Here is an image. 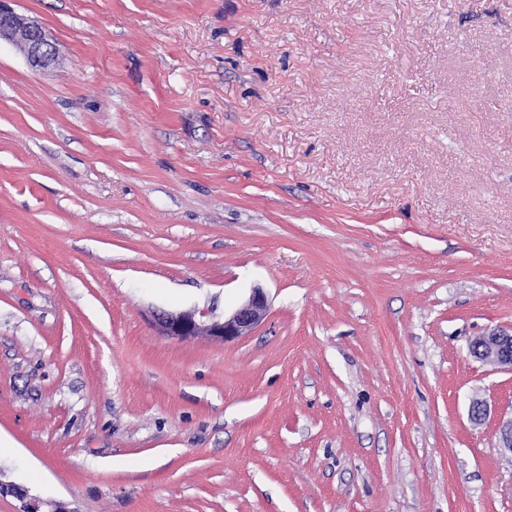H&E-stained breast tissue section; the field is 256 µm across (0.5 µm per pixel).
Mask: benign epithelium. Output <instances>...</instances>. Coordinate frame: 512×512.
I'll return each mask as SVG.
<instances>
[{"instance_id":"benign-epithelium-1","label":"benign epithelium","mask_w":512,"mask_h":512,"mask_svg":"<svg viewBox=\"0 0 512 512\" xmlns=\"http://www.w3.org/2000/svg\"><path fill=\"white\" fill-rule=\"evenodd\" d=\"M15 0H0V42L22 51L28 64L45 69L58 58V49L42 24L34 17L22 16L14 8ZM267 309V297L255 289L249 299L231 315L218 318L209 310L161 312L151 320L155 332L168 339L193 340L207 336L221 343L248 335ZM476 359L512 371V331L491 330L470 345ZM498 447L512 453V416L497 424Z\"/></svg>"}]
</instances>
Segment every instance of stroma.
<instances>
[{
	"label": "stroma",
	"instance_id": "35a3bbf8",
	"mask_svg": "<svg viewBox=\"0 0 512 512\" xmlns=\"http://www.w3.org/2000/svg\"><path fill=\"white\" fill-rule=\"evenodd\" d=\"M0 481L65 512H512V0H16ZM268 308L240 339L163 310ZM491 410L469 418L472 399ZM14 2L0 0V44L18 48L32 68H48L58 58L55 43L36 18L17 13ZM267 309V297L256 288L249 299L231 315L217 318L209 310L161 312L152 315L155 332L168 339L188 341L208 336L221 343L247 336L260 322ZM476 359L512 371V331L491 330L470 345Z\"/></svg>",
	"mask_w": 512,
	"mask_h": 512
}]
</instances>
